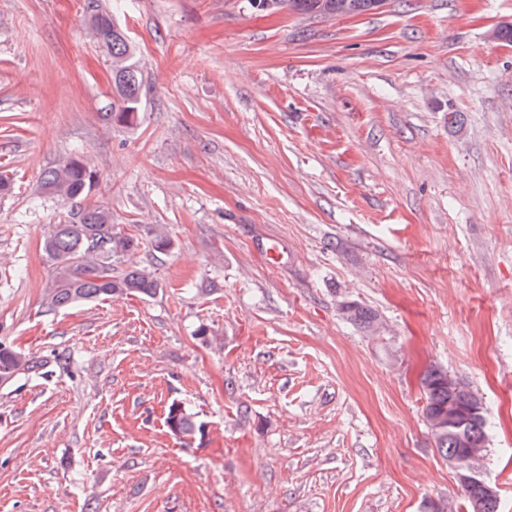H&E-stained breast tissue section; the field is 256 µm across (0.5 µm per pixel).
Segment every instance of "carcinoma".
Returning <instances> with one entry per match:
<instances>
[{"mask_svg": "<svg viewBox=\"0 0 512 512\" xmlns=\"http://www.w3.org/2000/svg\"><path fill=\"white\" fill-rule=\"evenodd\" d=\"M270 1L274 8L288 7L309 17L317 16L320 0H253L262 5ZM89 28L98 43L111 57L113 84L112 111L105 118L117 125L132 127L139 119L144 89L142 73L135 61L132 45L125 30L92 0ZM98 181L97 171L83 159L66 157L46 169L40 178L43 194L61 201L66 211L63 219L48 226L43 237V250L52 262L53 276L45 289L43 304L50 309L66 308L81 301L140 294L152 296L162 288L154 271L147 267H119L145 243L159 253L174 249V241L165 224H157L136 234L115 230L112 209L104 204L88 202ZM347 322L367 333L378 330L380 319L372 310L356 302L340 304ZM34 361L21 351L0 343V385H9L30 372ZM425 396L423 413L435 447L445 460L453 463L464 454V448H486L485 418L481 399L461 389L465 404L477 407L462 434L448 431V374L432 367L420 379ZM168 427L181 436L203 433V426L179 405H171ZM461 490L467 512H498V494L478 496L463 485Z\"/></svg>", "mask_w": 512, "mask_h": 512, "instance_id": "1", "label": "carcinoma"}]
</instances>
